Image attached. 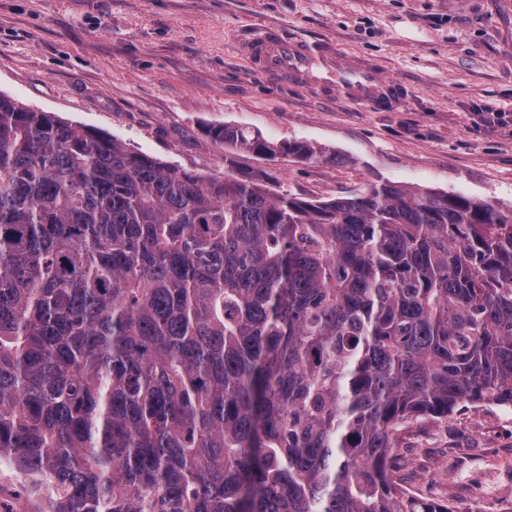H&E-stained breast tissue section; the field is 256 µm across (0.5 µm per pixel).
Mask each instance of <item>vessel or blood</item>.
<instances>
[{"label":"vessel or blood","mask_w":512,"mask_h":512,"mask_svg":"<svg viewBox=\"0 0 512 512\" xmlns=\"http://www.w3.org/2000/svg\"><path fill=\"white\" fill-rule=\"evenodd\" d=\"M248 51L275 79L297 76L312 90L330 88L354 102L386 107L404 92L401 84L386 81L368 65L344 63L324 44L293 40L277 29L259 31L249 40Z\"/></svg>","instance_id":"obj_1"}]
</instances>
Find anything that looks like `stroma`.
I'll use <instances>...</instances> for the list:
<instances>
[{"instance_id": "35a3bbf8", "label": "stroma", "mask_w": 512, "mask_h": 512, "mask_svg": "<svg viewBox=\"0 0 512 512\" xmlns=\"http://www.w3.org/2000/svg\"><path fill=\"white\" fill-rule=\"evenodd\" d=\"M262 27L330 44L405 96L377 109L274 80L241 51ZM0 92L192 172H265L277 195L389 181L512 207V0H0ZM224 123L337 160L231 156L208 133ZM395 455L420 498L512 512V408L403 425Z\"/></svg>"}]
</instances>
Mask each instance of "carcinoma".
<instances>
[{"label": "carcinoma", "instance_id": "obj_1", "mask_svg": "<svg viewBox=\"0 0 512 512\" xmlns=\"http://www.w3.org/2000/svg\"><path fill=\"white\" fill-rule=\"evenodd\" d=\"M463 402L512 407V209L275 196L0 93V463L44 512H452L392 472Z\"/></svg>", "mask_w": 512, "mask_h": 512}]
</instances>
